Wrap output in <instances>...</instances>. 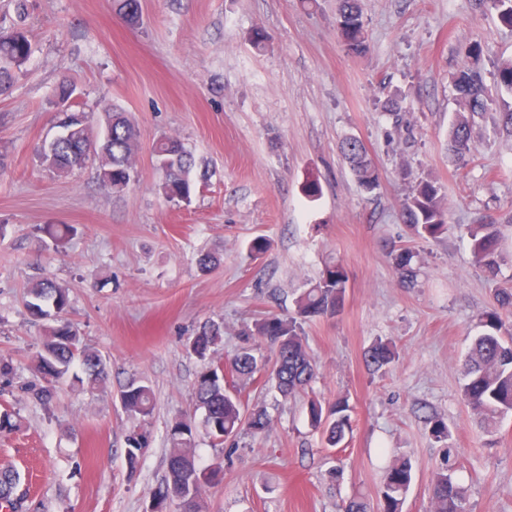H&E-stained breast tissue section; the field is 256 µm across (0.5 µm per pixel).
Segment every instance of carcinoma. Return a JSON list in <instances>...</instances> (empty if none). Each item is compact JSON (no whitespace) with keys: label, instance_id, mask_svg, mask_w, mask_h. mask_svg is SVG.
<instances>
[{"label":"carcinoma","instance_id":"carcinoma-1","mask_svg":"<svg viewBox=\"0 0 512 512\" xmlns=\"http://www.w3.org/2000/svg\"><path fill=\"white\" fill-rule=\"evenodd\" d=\"M499 19L512 27V0H485ZM337 31L341 41L353 54L367 47V32L359 0H340ZM484 53L480 42L467 46L461 66L452 76L459 110L455 113L448 133L450 151L456 162L463 165L471 151L475 118L493 112L498 128L512 136V100L490 98L479 62ZM31 55V44L20 25L9 31L0 30V60L8 67L0 68V92L13 83V70L21 68ZM497 84L512 95V60L497 65ZM55 104L69 103L71 115L59 117V132L42 142L37 149L40 166L58 175H67L89 164L99 163V177L114 194L129 187L134 171L136 133L125 113L104 105L105 138L96 146L92 136L94 113L85 110L79 101L77 85L62 81L54 91ZM341 153L350 165L359 188L366 194L379 187V173L364 142L349 137L341 144ZM161 181L158 189L169 202L190 203L196 189L192 172L196 159L178 138L161 136L154 147ZM404 223L415 235L435 241L448 230V210L440 184L423 177L414 182L401 208ZM38 231L57 247L64 245L74 233L71 224H46ZM472 260L491 281L495 280L503 261L500 232L490 222L466 225ZM391 258L395 269L406 283L417 277L412 265V250L394 249ZM348 276L339 263L325 266L319 280L300 294L295 312L289 316L269 314L252 324L245 332L244 346L227 363L213 362L211 349L221 342L223 326L209 322L192 337L189 348L204 362L196 383V399L204 409L203 429L215 445L237 444L244 433L253 435L269 427V417L262 406L249 408L241 400V389L248 385L274 381L283 396L306 389L317 377L316 365L304 343V324L317 317L334 316L345 302ZM27 307L40 317L54 315L57 324L48 328L37 352L35 366L41 378L29 382L24 392L35 404L47 407L55 396V383L64 379L75 361H80L87 384L95 389L104 379L105 367L101 356L83 343L73 325L61 314L67 312L69 299L66 289L50 277L41 278L28 288ZM463 366L461 393L467 405L483 420L494 422L512 414V288L496 287L490 307L481 313ZM274 350V361L258 354V346ZM398 355L396 345L378 341L364 352L367 367L378 371L392 363ZM120 402L126 414L134 420L126 436L125 459L129 476L136 475L140 457L152 441L147 427L154 409L152 388L144 383L130 382L123 387ZM307 417L319 430L329 448L345 445L352 431L348 401L338 397L334 402L311 399ZM425 422L438 441L448 439V427L438 417L428 415ZM197 427L190 418L175 420L169 429L171 451L166 478L157 489L165 490L175 502L189 499L192 512H203L200 500L204 485H217L224 479L222 464L200 467L195 460ZM20 476L15 469H0V496L6 499L10 512H22L28 494L13 497V479ZM412 466L404 458L394 460L387 468L378 491L376 512H401L405 496L412 483ZM431 512H467V489L455 476V462L445 454L431 483Z\"/></svg>","mask_w":512,"mask_h":512}]
</instances>
